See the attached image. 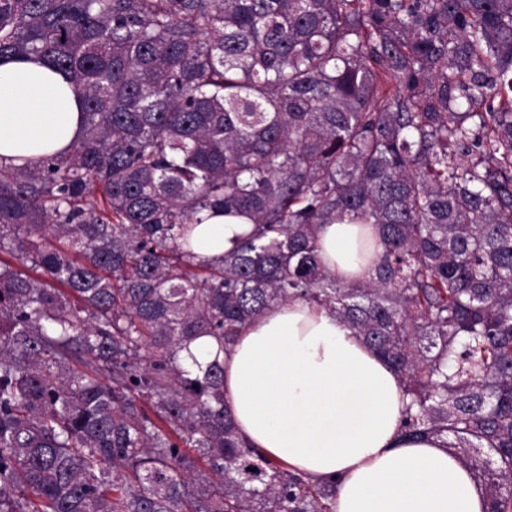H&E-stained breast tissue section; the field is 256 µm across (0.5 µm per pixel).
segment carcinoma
Masks as SVG:
<instances>
[{
    "label": "carcinoma",
    "mask_w": 512,
    "mask_h": 512,
    "mask_svg": "<svg viewBox=\"0 0 512 512\" xmlns=\"http://www.w3.org/2000/svg\"><path fill=\"white\" fill-rule=\"evenodd\" d=\"M32 56L83 131L0 165V512H333L190 349L296 299L512 512V0H0V60ZM204 211L251 224L213 261ZM324 224L379 229L369 280ZM378 239V230L371 224H324L318 233V253L336 278L347 282L368 280L372 263L362 262L360 253Z\"/></svg>",
    "instance_id": "carcinoma-1"
}]
</instances>
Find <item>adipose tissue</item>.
<instances>
[{"label": "adipose tissue", "instance_id": "ef3b65f1", "mask_svg": "<svg viewBox=\"0 0 512 512\" xmlns=\"http://www.w3.org/2000/svg\"><path fill=\"white\" fill-rule=\"evenodd\" d=\"M81 99L37 58L0 61V162L63 153L79 132ZM248 228L205 216L193 250L211 260ZM370 224H326L318 253L338 279L370 278L361 252ZM224 394L239 433L291 470L340 484L333 512H488L472 471L432 437H404L394 369L326 309L302 300L252 320L224 352Z\"/></svg>", "mask_w": 512, "mask_h": 512}]
</instances>
